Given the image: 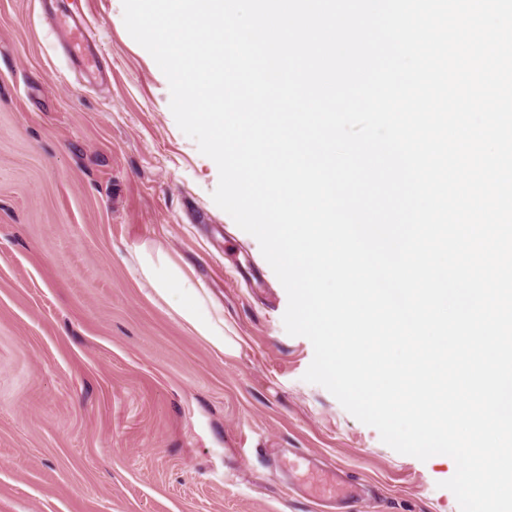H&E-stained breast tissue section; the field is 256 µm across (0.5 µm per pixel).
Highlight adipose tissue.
I'll return each instance as SVG.
<instances>
[{"instance_id": "adipose-tissue-1", "label": "adipose tissue", "mask_w": 512, "mask_h": 512, "mask_svg": "<svg viewBox=\"0 0 512 512\" xmlns=\"http://www.w3.org/2000/svg\"><path fill=\"white\" fill-rule=\"evenodd\" d=\"M141 271L161 297L178 295L177 314L219 352L234 349L235 344L224 334V318L213 312L192 277L165 254L139 252Z\"/></svg>"}]
</instances>
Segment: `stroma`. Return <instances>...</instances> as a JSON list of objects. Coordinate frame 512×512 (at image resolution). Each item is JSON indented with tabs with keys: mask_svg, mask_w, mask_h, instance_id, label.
<instances>
[{
	"mask_svg": "<svg viewBox=\"0 0 512 512\" xmlns=\"http://www.w3.org/2000/svg\"><path fill=\"white\" fill-rule=\"evenodd\" d=\"M218 180L122 0H0V512H459L452 459L396 452L304 381L313 346ZM142 248L193 271L237 355L155 292ZM298 456L340 469L339 501H312ZM62 27L67 29L70 35V46L74 52H80L85 60V65L88 69L99 68V58L90 49V41L93 40L92 30L90 25L82 18H75L72 15H63L59 20Z\"/></svg>",
	"mask_w": 512,
	"mask_h": 512,
	"instance_id": "obj_1",
	"label": "stroma"
}]
</instances>
